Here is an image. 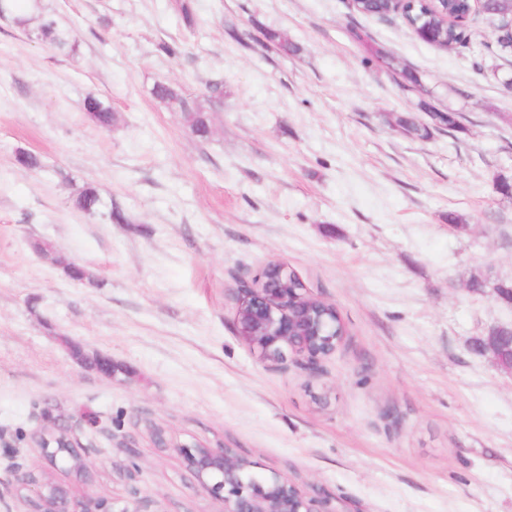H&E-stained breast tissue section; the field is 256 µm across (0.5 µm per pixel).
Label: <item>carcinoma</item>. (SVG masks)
Here are the masks:
<instances>
[{"mask_svg":"<svg viewBox=\"0 0 512 512\" xmlns=\"http://www.w3.org/2000/svg\"><path fill=\"white\" fill-rule=\"evenodd\" d=\"M30 3V0H11L8 6L0 9L8 14L14 24L24 30L30 29L33 19L18 14V11ZM354 11L367 16L382 17L392 11L407 22L411 29H422L430 36L429 44L440 49L452 47L459 51L472 47V37H467L460 28L459 21L470 22L484 17L496 24V27L507 25V15L500 9L495 0H489L483 10H477L472 0H407L397 6L392 0H354ZM36 37L48 44L60 54L70 55L76 52L77 42L72 30L59 23L51 16H43L37 27L33 28ZM154 95L168 104L172 109L182 113L184 122L198 138L206 140L212 133V116L201 104L188 100L179 89L158 84L153 90ZM85 110L89 118L97 125L109 128L115 116L112 109L103 101L89 97L85 101ZM398 127L406 134L424 137L428 135V127L416 122L412 116L398 119ZM97 190L87 185L82 188L73 200L74 206L83 211L91 212L99 205Z\"/></svg>","mask_w":512,"mask_h":512,"instance_id":"1","label":"carcinoma"}]
</instances>
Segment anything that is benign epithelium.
Here are the masks:
<instances>
[{"label":"benign epithelium","instance_id":"7a95c632","mask_svg":"<svg viewBox=\"0 0 512 512\" xmlns=\"http://www.w3.org/2000/svg\"><path fill=\"white\" fill-rule=\"evenodd\" d=\"M288 274L287 266L271 262L252 282L241 285L237 291L236 331L263 359L280 360L287 348L300 357L305 369L317 373L322 360L338 346L336 321L318 316L301 302L295 289L283 287L281 280ZM472 349L512 374V327L491 328L472 340ZM37 445L54 464L57 460L52 449L61 448L75 461V471L85 468L76 453L75 442L62 428L41 433ZM185 455L199 479H216L212 491L224 502V512H338L331 507L329 496L321 492L310 496L286 477L274 474L257 480L251 474V463L224 445L196 444ZM32 512L111 510L103 500L75 502L62 486L42 483L35 485Z\"/></svg>","mask_w":512,"mask_h":512}]
</instances>
